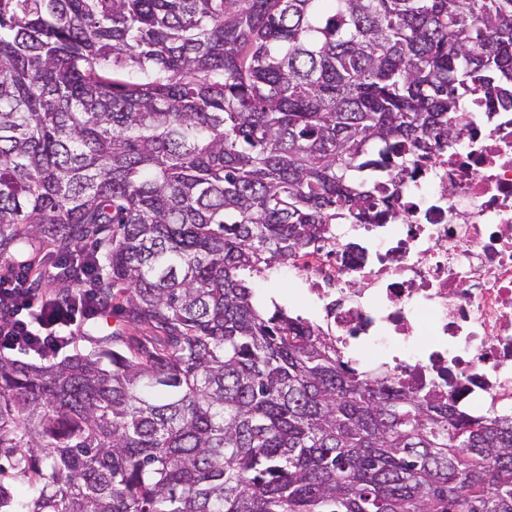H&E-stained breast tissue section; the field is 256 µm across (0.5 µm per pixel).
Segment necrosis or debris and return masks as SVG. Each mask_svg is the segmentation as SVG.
I'll use <instances>...</instances> for the list:
<instances>
[{
  "mask_svg": "<svg viewBox=\"0 0 512 512\" xmlns=\"http://www.w3.org/2000/svg\"><path fill=\"white\" fill-rule=\"evenodd\" d=\"M421 161L383 224H338L294 267L343 353L465 412L512 414V110Z\"/></svg>",
  "mask_w": 512,
  "mask_h": 512,
  "instance_id": "necrosis-or-debris-1",
  "label": "necrosis or debris"
}]
</instances>
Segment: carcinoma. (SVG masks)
I'll return each instance as SVG.
<instances>
[{"mask_svg":"<svg viewBox=\"0 0 512 512\" xmlns=\"http://www.w3.org/2000/svg\"><path fill=\"white\" fill-rule=\"evenodd\" d=\"M512 105V0H0V264L114 331L0 355V512H512V416L370 377L254 300Z\"/></svg>","mask_w":512,"mask_h":512,"instance_id":"1","label":"carcinoma"}]
</instances>
